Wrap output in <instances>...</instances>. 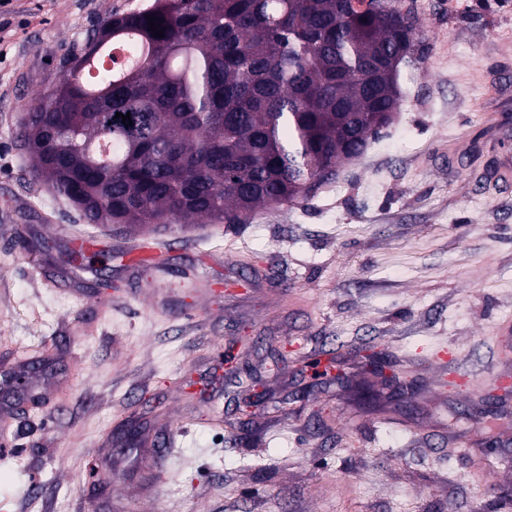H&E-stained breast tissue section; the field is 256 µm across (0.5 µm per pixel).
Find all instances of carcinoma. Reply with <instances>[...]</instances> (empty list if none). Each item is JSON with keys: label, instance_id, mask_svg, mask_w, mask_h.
Masks as SVG:
<instances>
[{"label": "carcinoma", "instance_id": "cac0c4a2", "mask_svg": "<svg viewBox=\"0 0 512 512\" xmlns=\"http://www.w3.org/2000/svg\"><path fill=\"white\" fill-rule=\"evenodd\" d=\"M417 36L415 17L349 0H151L67 61L18 138L90 224H231L364 151L374 114L401 106L396 53ZM116 42L139 59L118 78Z\"/></svg>", "mask_w": 512, "mask_h": 512}]
</instances>
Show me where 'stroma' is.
Listing matches in <instances>:
<instances>
[{
	"label": "stroma",
	"mask_w": 512,
	"mask_h": 512,
	"mask_svg": "<svg viewBox=\"0 0 512 512\" xmlns=\"http://www.w3.org/2000/svg\"><path fill=\"white\" fill-rule=\"evenodd\" d=\"M145 3L0 8V361L48 365L40 405L15 399L0 431V512H512V382L494 379L512 370V183L489 179L512 157L489 119L512 104V0H404L419 36L400 109L306 198L108 229L34 176L16 132ZM146 236L168 265L103 255ZM371 346L414 397L368 376ZM367 378L373 407L354 399Z\"/></svg>",
	"instance_id": "obj_1"
}]
</instances>
